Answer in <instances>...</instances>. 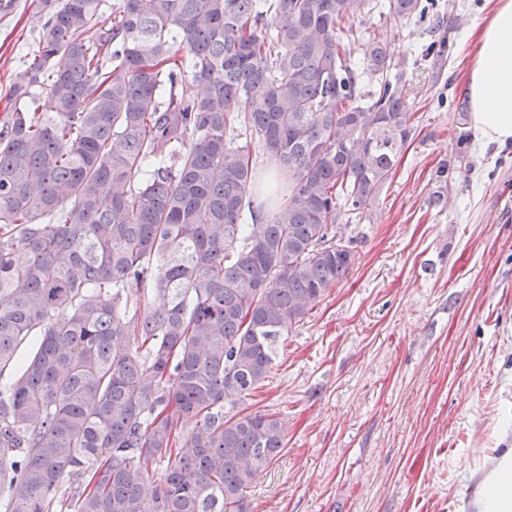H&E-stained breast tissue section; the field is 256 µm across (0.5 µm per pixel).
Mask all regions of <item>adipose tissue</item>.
I'll return each mask as SVG.
<instances>
[{"mask_svg":"<svg viewBox=\"0 0 512 512\" xmlns=\"http://www.w3.org/2000/svg\"><path fill=\"white\" fill-rule=\"evenodd\" d=\"M474 22L476 46L463 93L470 125L478 139L500 148L512 146V0H488ZM474 512H512V448L477 481Z\"/></svg>","mask_w":512,"mask_h":512,"instance_id":"ef3b65f1","label":"adipose tissue"}]
</instances>
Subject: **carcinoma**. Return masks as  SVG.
<instances>
[{"label": "carcinoma", "instance_id": "cac0c4a2", "mask_svg": "<svg viewBox=\"0 0 512 512\" xmlns=\"http://www.w3.org/2000/svg\"><path fill=\"white\" fill-rule=\"evenodd\" d=\"M100 2L45 0L13 83L45 97L0 124L4 512L74 474L66 512H243L285 432L224 398L348 274L353 240L325 242L410 136L402 61L352 39L370 0H116L88 39Z\"/></svg>", "mask_w": 512, "mask_h": 512}]
</instances>
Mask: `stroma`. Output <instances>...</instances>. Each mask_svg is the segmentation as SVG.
Listing matches in <instances>:
<instances>
[{"label":"stroma","instance_id":"stroma-1","mask_svg":"<svg viewBox=\"0 0 512 512\" xmlns=\"http://www.w3.org/2000/svg\"><path fill=\"white\" fill-rule=\"evenodd\" d=\"M435 4L444 63L425 56L428 24L374 10L356 26L404 59L412 131L370 214L337 229L347 276L281 340L264 387L224 404L285 428L244 512H471L472 474L512 448V148L479 142L461 94L485 0ZM46 19L43 0H0V118Z\"/></svg>","mask_w":512,"mask_h":512}]
</instances>
